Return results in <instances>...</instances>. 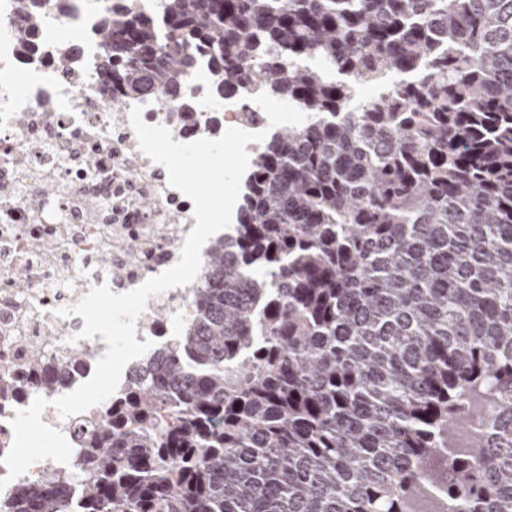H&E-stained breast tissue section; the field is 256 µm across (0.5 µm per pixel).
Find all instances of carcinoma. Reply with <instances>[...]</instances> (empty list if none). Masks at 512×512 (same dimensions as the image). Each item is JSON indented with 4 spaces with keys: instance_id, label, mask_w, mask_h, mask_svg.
<instances>
[{
    "instance_id": "cac0c4a2",
    "label": "carcinoma",
    "mask_w": 512,
    "mask_h": 512,
    "mask_svg": "<svg viewBox=\"0 0 512 512\" xmlns=\"http://www.w3.org/2000/svg\"><path fill=\"white\" fill-rule=\"evenodd\" d=\"M18 2L27 61L47 0ZM97 36L115 103L194 111L202 55L306 122L262 146L186 336L0 512H512V0H115Z\"/></svg>"
}]
</instances>
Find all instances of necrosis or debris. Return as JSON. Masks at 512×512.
Listing matches in <instances>:
<instances>
[{
	"label": "necrosis or debris",
	"mask_w": 512,
	"mask_h": 512,
	"mask_svg": "<svg viewBox=\"0 0 512 512\" xmlns=\"http://www.w3.org/2000/svg\"><path fill=\"white\" fill-rule=\"evenodd\" d=\"M67 15L46 9L40 31V61L18 65L14 24L17 0H0V457L13 442L17 410L45 396L44 423L75 440L98 420V407L64 419L55 399L89 380L107 345L101 336L79 338L82 317L61 315L91 286L109 284L125 293L159 275L179 259L196 224L192 201L167 183L165 168L138 147L129 124L132 107L149 125L167 127L174 141L215 139L230 127L257 132L268 119L249 96L214 97L213 72L198 59L189 77L195 108L185 123L162 106L154 90L113 107L111 93L96 80L100 48L93 33L108 0H73ZM77 49L67 67L54 64L62 46ZM53 194H45V183ZM96 198L97 208L86 205ZM136 244L127 252L125 242ZM29 279L25 291L12 281L15 270ZM195 314V288L188 285L150 297L136 323L138 342L171 344ZM87 355L71 363L74 348ZM54 366L60 380L42 393L31 369L33 354Z\"/></svg>",
	"instance_id": "obj_1"
}]
</instances>
